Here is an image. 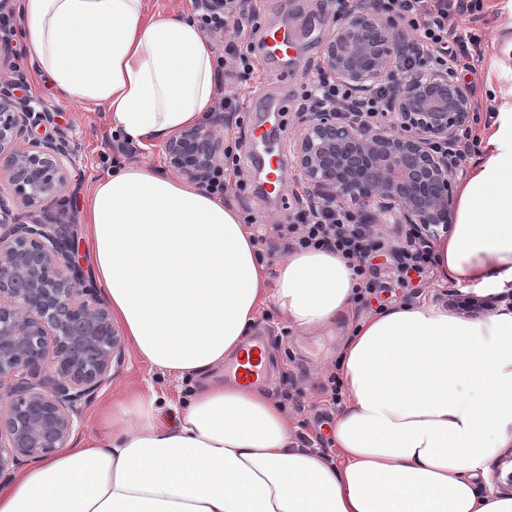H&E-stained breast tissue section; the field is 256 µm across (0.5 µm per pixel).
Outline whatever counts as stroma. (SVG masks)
<instances>
[{"label":"stroma","instance_id":"35a3bbf8","mask_svg":"<svg viewBox=\"0 0 512 512\" xmlns=\"http://www.w3.org/2000/svg\"><path fill=\"white\" fill-rule=\"evenodd\" d=\"M245 7L258 14L261 24L288 28L294 50L287 67L259 62V82L240 85L239 122H226L219 125L218 130L228 138L238 127L263 123L269 106L284 101L288 109L282 114L275 134L278 144L288 146L298 130L302 87L309 77L322 70L324 46L334 30L336 5L334 0H246ZM1 81L16 85L17 96L31 101L35 111L52 113L53 122L47 126V134L63 135L73 152L68 181L58 201L49 206V215L64 222L73 217L84 220L88 188L93 181L111 173V161L116 154L117 143L107 113L100 108L86 109L63 100L45 81L38 79L35 65L27 58L17 66L1 62ZM240 176L247 183V190H230L224 199L237 207L242 216L256 217L264 224L285 223L290 207L295 206L298 198L308 197L310 193L309 186L291 170L280 195L266 196L260 188L264 176L247 152L241 155ZM466 297L494 300L499 310L512 307V299L503 297L500 290L462 288L436 269L430 271L426 287L418 293L400 292L391 297L390 302L449 307ZM379 310L376 300L358 303L336 325L309 332L293 328L274 304H266L261 310L255 330L267 337L270 365V380L263 389L281 402L297 440L318 433L330 436L341 407L332 404L326 379L335 372L342 347L356 322ZM150 387L158 396L169 398L185 396L189 390L187 382L148 371L131 351H124L121 364L112 369L111 383L86 407L81 436L103 431L104 420L99 414L102 407L116 406L127 394Z\"/></svg>","mask_w":512,"mask_h":512}]
</instances>
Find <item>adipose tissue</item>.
I'll list each match as a JSON object with an SVG mask.
<instances>
[{
    "label": "adipose tissue",
    "mask_w": 512,
    "mask_h": 512,
    "mask_svg": "<svg viewBox=\"0 0 512 512\" xmlns=\"http://www.w3.org/2000/svg\"><path fill=\"white\" fill-rule=\"evenodd\" d=\"M23 38L59 96L109 114L113 133L160 145L211 112L210 40L187 12L150 0H23ZM438 241L443 275L512 288V87ZM97 284L135 356L195 381L186 400L154 391L105 432L38 459L0 485V512H512L483 493L488 461L512 446V310L463 317L399 304L344 344L339 461L302 448L263 390L210 376L238 355L267 301L315 330L346 313L355 281L327 251L268 270L237 208L184 178L125 164L90 187Z\"/></svg>",
    "instance_id": "adipose-tissue-1"
}]
</instances>
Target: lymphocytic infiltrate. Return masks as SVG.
Here are the masks:
<instances>
[{
	"mask_svg": "<svg viewBox=\"0 0 512 512\" xmlns=\"http://www.w3.org/2000/svg\"><path fill=\"white\" fill-rule=\"evenodd\" d=\"M372 5L387 20L407 25L416 38L413 51L398 59L397 76L419 72L428 64L472 72L481 61L482 37L472 25V0H372ZM198 21L208 34L226 29L236 32V39L225 43L224 52L217 59L228 79L239 82L257 74L253 50L244 45L242 37L257 33L260 25L256 13L245 12L242 0H225L223 14H202ZM393 87V82L387 81L377 85L368 96L357 99L347 88L323 75L304 86L301 103H320L370 122L385 117ZM274 231L285 237L287 251L324 249L349 260L358 279V299H367L378 288L379 273L369 267L368 259L371 253L380 250L381 244L377 234L360 224L353 212L335 204L301 205L289 215L286 224Z\"/></svg>",
	"mask_w": 512,
	"mask_h": 512,
	"instance_id": "lymphocytic-infiltrate-1",
	"label": "lymphocytic infiltrate"
}]
</instances>
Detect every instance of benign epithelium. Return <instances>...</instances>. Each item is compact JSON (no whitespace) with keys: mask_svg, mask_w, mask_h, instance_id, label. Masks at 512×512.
<instances>
[{"mask_svg":"<svg viewBox=\"0 0 512 512\" xmlns=\"http://www.w3.org/2000/svg\"><path fill=\"white\" fill-rule=\"evenodd\" d=\"M401 51L394 25L356 0L336 16L323 66L365 95ZM390 110L392 121L367 128L331 108L302 113L294 167L318 200L374 207L426 245L437 228L454 224L462 161L448 147L472 111V96L455 75L433 71L403 80ZM43 121H51L48 113L0 85V180L12 189L0 195V481L66 445L123 357L111 312L74 258L73 228L47 214L71 156L65 141L34 134ZM164 151L174 171L205 186L222 169L224 138L217 122L197 124L171 136Z\"/></svg>","mask_w":512,"mask_h":512,"instance_id":"obj_1","label":"benign epithelium"}]
</instances>
